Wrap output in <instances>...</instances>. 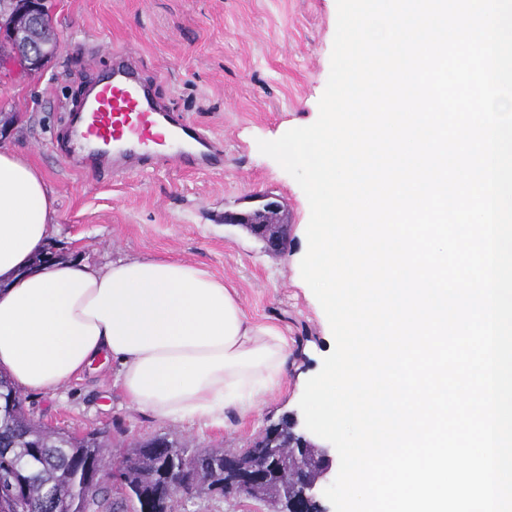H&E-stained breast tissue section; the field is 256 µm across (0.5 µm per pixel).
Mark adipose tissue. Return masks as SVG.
<instances>
[{
	"label": "adipose tissue",
	"mask_w": 512,
	"mask_h": 512,
	"mask_svg": "<svg viewBox=\"0 0 512 512\" xmlns=\"http://www.w3.org/2000/svg\"><path fill=\"white\" fill-rule=\"evenodd\" d=\"M54 232L42 174L0 146V373L18 390L53 392L112 359L137 410L220 424L279 386L287 341L248 318L232 287L155 258L32 269Z\"/></svg>",
	"instance_id": "obj_1"
}]
</instances>
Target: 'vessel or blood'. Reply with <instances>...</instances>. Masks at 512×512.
<instances>
[{"mask_svg":"<svg viewBox=\"0 0 512 512\" xmlns=\"http://www.w3.org/2000/svg\"><path fill=\"white\" fill-rule=\"evenodd\" d=\"M71 156L108 174L155 160L201 170L224 164V146L191 119L162 110L127 56H116L70 116Z\"/></svg>","mask_w":512,"mask_h":512,"instance_id":"1","label":"vessel or blood"}]
</instances>
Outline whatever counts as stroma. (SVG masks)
I'll list each match as a JSON object with an SVG mask.
<instances>
[{"instance_id":"obj_1","label":"stroma","mask_w":512,"mask_h":512,"mask_svg":"<svg viewBox=\"0 0 512 512\" xmlns=\"http://www.w3.org/2000/svg\"><path fill=\"white\" fill-rule=\"evenodd\" d=\"M60 48L35 74L0 71V145L42 173L55 197L49 249L105 268L139 257L191 263L233 286L246 315L288 338L284 377L247 415L223 424L159 420L131 406L115 362L93 366L56 392H22L36 422L105 431L113 453L168 434L192 446L239 452L270 424L299 413L307 380L334 339L300 273L310 207L258 143L314 123L330 73L336 0H48ZM134 49L154 95L224 142V167L165 162L116 177L73 166L64 114L112 56ZM280 203L288 245L265 251L225 214ZM177 512H274L272 504L209 494Z\"/></svg>"}]
</instances>
